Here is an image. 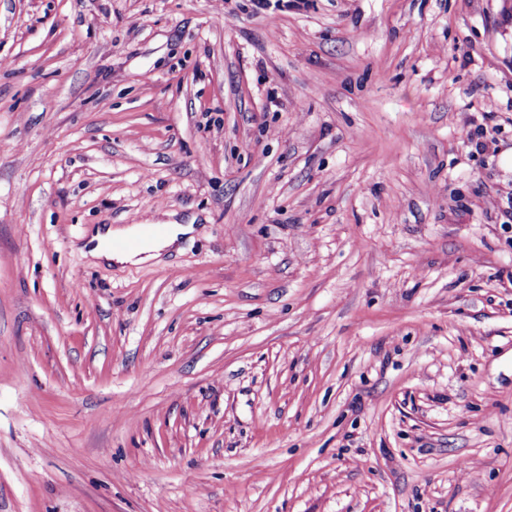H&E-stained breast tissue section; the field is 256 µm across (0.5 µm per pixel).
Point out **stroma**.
<instances>
[{"mask_svg":"<svg viewBox=\"0 0 512 512\" xmlns=\"http://www.w3.org/2000/svg\"><path fill=\"white\" fill-rule=\"evenodd\" d=\"M511 154L512 0H0V512H512ZM164 225L165 232L162 236L148 240L143 247L134 251L113 250L112 247L120 249H134L138 247L140 244L138 239H129L142 235V230L137 224L114 228H112V225L96 226L92 229L84 245L87 249L84 255L96 261L105 260L116 264L145 263L158 259L164 250L174 247L182 237L190 235L195 231V227L192 224ZM112 240L120 241L112 243Z\"/></svg>","mask_w":512,"mask_h":512,"instance_id":"1","label":"stroma"}]
</instances>
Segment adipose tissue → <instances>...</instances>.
I'll use <instances>...</instances> for the list:
<instances>
[{
    "instance_id": "adipose-tissue-1",
    "label": "adipose tissue",
    "mask_w": 512,
    "mask_h": 512,
    "mask_svg": "<svg viewBox=\"0 0 512 512\" xmlns=\"http://www.w3.org/2000/svg\"><path fill=\"white\" fill-rule=\"evenodd\" d=\"M191 224H169L162 236L150 239L143 247L134 251L112 249L115 240L137 238L142 234L138 225L94 227L85 244L86 254L93 260H105L116 264H140L156 260L164 250L174 247L182 237L194 232Z\"/></svg>"
}]
</instances>
